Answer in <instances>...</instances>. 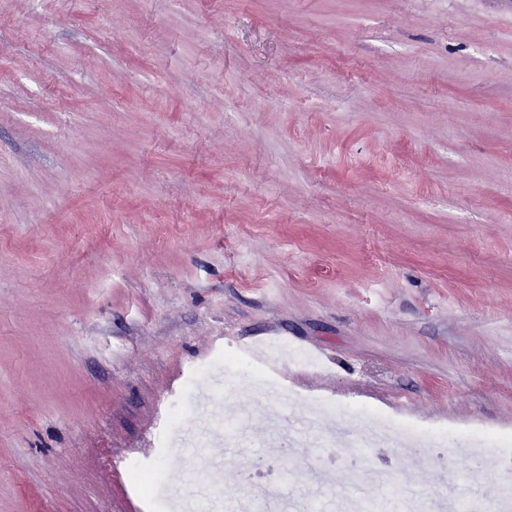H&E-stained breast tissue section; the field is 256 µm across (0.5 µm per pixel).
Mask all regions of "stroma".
<instances>
[{
    "label": "stroma",
    "instance_id": "35a3bbf8",
    "mask_svg": "<svg viewBox=\"0 0 512 512\" xmlns=\"http://www.w3.org/2000/svg\"><path fill=\"white\" fill-rule=\"evenodd\" d=\"M283 340L287 393L216 390L296 468L305 398L512 431V0H0V512H152L129 462L191 367ZM313 508L501 483L456 448H309ZM388 470L391 485L372 469Z\"/></svg>",
    "mask_w": 512,
    "mask_h": 512
}]
</instances>
